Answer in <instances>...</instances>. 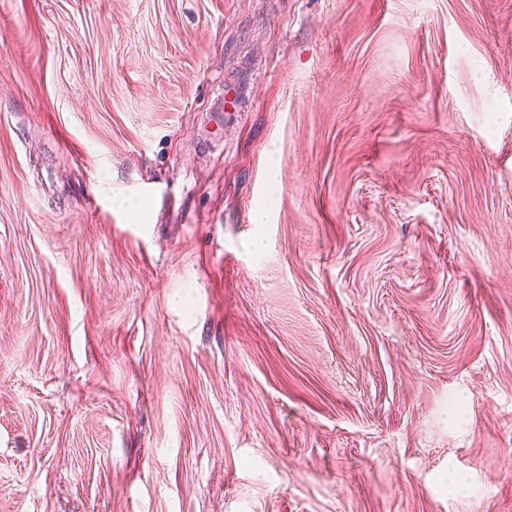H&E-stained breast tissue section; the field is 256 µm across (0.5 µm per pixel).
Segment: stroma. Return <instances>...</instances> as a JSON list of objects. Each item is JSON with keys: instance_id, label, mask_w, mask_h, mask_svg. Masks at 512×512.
Returning a JSON list of instances; mask_svg holds the SVG:
<instances>
[{"instance_id": "35a3bbf8", "label": "stroma", "mask_w": 512, "mask_h": 512, "mask_svg": "<svg viewBox=\"0 0 512 512\" xmlns=\"http://www.w3.org/2000/svg\"><path fill=\"white\" fill-rule=\"evenodd\" d=\"M0 512H512V0H0Z\"/></svg>"}]
</instances>
